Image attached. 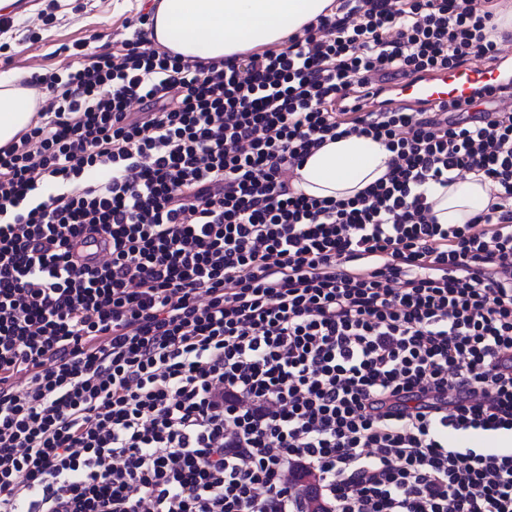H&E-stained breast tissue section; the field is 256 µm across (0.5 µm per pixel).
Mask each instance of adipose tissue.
Listing matches in <instances>:
<instances>
[{
    "instance_id": "ef3b65f1",
    "label": "adipose tissue",
    "mask_w": 512,
    "mask_h": 512,
    "mask_svg": "<svg viewBox=\"0 0 512 512\" xmlns=\"http://www.w3.org/2000/svg\"><path fill=\"white\" fill-rule=\"evenodd\" d=\"M333 0H160L154 15L159 44L202 61H220L255 47L281 45L301 32ZM36 101L20 78L0 73V147L31 121ZM392 157L385 144L351 135L312 153L294 182L296 190L316 198L344 199L367 189L388 171ZM424 192L441 224H465L497 200V189L484 176L442 185L431 182Z\"/></svg>"
}]
</instances>
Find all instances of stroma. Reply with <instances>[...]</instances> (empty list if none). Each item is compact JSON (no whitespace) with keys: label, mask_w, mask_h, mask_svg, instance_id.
Wrapping results in <instances>:
<instances>
[{"label":"stroma","mask_w":512,"mask_h":512,"mask_svg":"<svg viewBox=\"0 0 512 512\" xmlns=\"http://www.w3.org/2000/svg\"><path fill=\"white\" fill-rule=\"evenodd\" d=\"M156 0H67L50 8V0H28L13 11L17 41L0 53V71L16 70L37 76L63 74L74 59L64 45L77 41L88 51L108 52L121 40L126 19L150 12Z\"/></svg>","instance_id":"1"}]
</instances>
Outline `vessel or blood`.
I'll return each instance as SVG.
<instances>
[{"label":"vessel or blood","instance_id":"vessel-or-blood-1","mask_svg":"<svg viewBox=\"0 0 512 512\" xmlns=\"http://www.w3.org/2000/svg\"><path fill=\"white\" fill-rule=\"evenodd\" d=\"M512 82V73L500 63L480 67H461L449 73L429 74L400 85L403 102H419L429 106L451 99H466L477 84L500 86Z\"/></svg>","mask_w":512,"mask_h":512}]
</instances>
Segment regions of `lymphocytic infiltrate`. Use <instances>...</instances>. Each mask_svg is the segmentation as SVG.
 Listing matches in <instances>:
<instances>
[{
    "mask_svg": "<svg viewBox=\"0 0 512 512\" xmlns=\"http://www.w3.org/2000/svg\"><path fill=\"white\" fill-rule=\"evenodd\" d=\"M148 23L73 43L0 147V512H308L305 475L327 512H512V448L469 443L512 435V91L372 92L495 61L491 0H334L208 63ZM353 134L383 178L294 191ZM469 173L499 203L438 223L423 186ZM109 245L103 239H87L79 241L74 251L84 262L92 264L102 258L108 251Z\"/></svg>",
    "mask_w": 512,
    "mask_h": 512,
    "instance_id": "1",
    "label": "lymphocytic infiltrate"
}]
</instances>
